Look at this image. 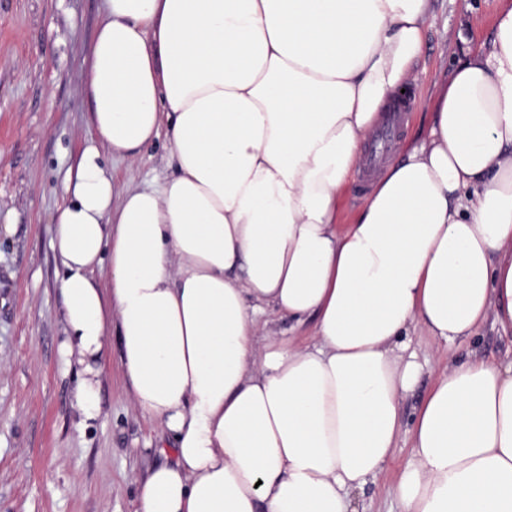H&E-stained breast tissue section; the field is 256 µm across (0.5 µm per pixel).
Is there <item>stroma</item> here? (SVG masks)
<instances>
[{
    "mask_svg": "<svg viewBox=\"0 0 512 512\" xmlns=\"http://www.w3.org/2000/svg\"><path fill=\"white\" fill-rule=\"evenodd\" d=\"M504 0H432L426 47L401 144L425 138L436 90L452 64L485 47ZM101 0H0V512H136L137 484L160 462L157 426L136 411L118 350L101 379L102 412L82 424L72 406L51 219L62 185L91 139L85 69ZM117 183L172 172L166 138L135 166L108 160ZM422 364L411 415L448 363L424 328L410 332ZM391 468L352 493L355 512H401Z\"/></svg>",
    "mask_w": 512,
    "mask_h": 512,
    "instance_id": "stroma-1",
    "label": "stroma"
}]
</instances>
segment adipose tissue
<instances>
[{
	"label": "adipose tissue",
	"mask_w": 512,
	"mask_h": 512,
	"mask_svg": "<svg viewBox=\"0 0 512 512\" xmlns=\"http://www.w3.org/2000/svg\"><path fill=\"white\" fill-rule=\"evenodd\" d=\"M431 0H103L92 143L51 226L75 408L101 412L116 335L171 460L137 512H350L395 462L422 327L451 353L412 414L403 512H512V5L457 60L428 137L339 223L362 147L425 47ZM167 134L174 171L117 185ZM109 266L100 285L95 269ZM315 343L258 344L265 312ZM478 335L475 342L463 344L458 354L464 355L468 351H475L482 356L492 358L503 355L512 347V338L505 337L512 335L504 334L497 326H494L491 321L486 323Z\"/></svg>",
	"instance_id": "obj_1"
}]
</instances>
